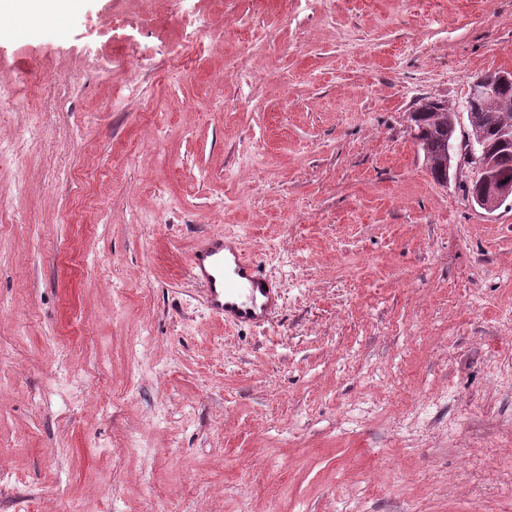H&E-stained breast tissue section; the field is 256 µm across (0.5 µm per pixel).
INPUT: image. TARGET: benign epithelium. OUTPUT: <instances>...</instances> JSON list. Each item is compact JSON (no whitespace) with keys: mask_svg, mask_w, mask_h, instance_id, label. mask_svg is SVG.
Instances as JSON below:
<instances>
[{"mask_svg":"<svg viewBox=\"0 0 512 512\" xmlns=\"http://www.w3.org/2000/svg\"><path fill=\"white\" fill-rule=\"evenodd\" d=\"M512 83V71L499 73L498 82L490 83L481 76L474 77L468 86L467 100L479 98L493 104L501 115V121L496 124L499 140L504 144H512V98L500 93V84ZM448 110V175H456L457 171L467 166L473 173L472 181L482 187V192L470 199L472 205L487 212H493L508 201H512V182H503L497 178L498 157L485 142L483 113L470 105H465L469 131L463 136L465 149L457 150V123L460 115L458 106L443 101Z\"/></svg>","mask_w":512,"mask_h":512,"instance_id":"benign-epithelium-1","label":"benign epithelium"}]
</instances>
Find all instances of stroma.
<instances>
[{
	"mask_svg": "<svg viewBox=\"0 0 512 512\" xmlns=\"http://www.w3.org/2000/svg\"><path fill=\"white\" fill-rule=\"evenodd\" d=\"M500 69L512 0L0 20V512H512V205L408 128ZM213 232L265 327L204 306ZM22 79L0 80V112L5 108H17L23 106L28 100L25 93H22ZM189 272L207 308L225 324L263 327L282 303L280 288L247 257L237 240L206 235L189 257Z\"/></svg>",
	"mask_w": 512,
	"mask_h": 512,
	"instance_id": "35a3bbf8",
	"label": "stroma"
}]
</instances>
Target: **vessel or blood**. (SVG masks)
Instances as JSON below:
<instances>
[{
	"instance_id": "obj_1",
	"label": "vessel or blood",
	"mask_w": 512,
	"mask_h": 512,
	"mask_svg": "<svg viewBox=\"0 0 512 512\" xmlns=\"http://www.w3.org/2000/svg\"><path fill=\"white\" fill-rule=\"evenodd\" d=\"M188 267L207 308L224 323L262 327L281 306L280 288L234 238L206 235L191 253Z\"/></svg>"
}]
</instances>
